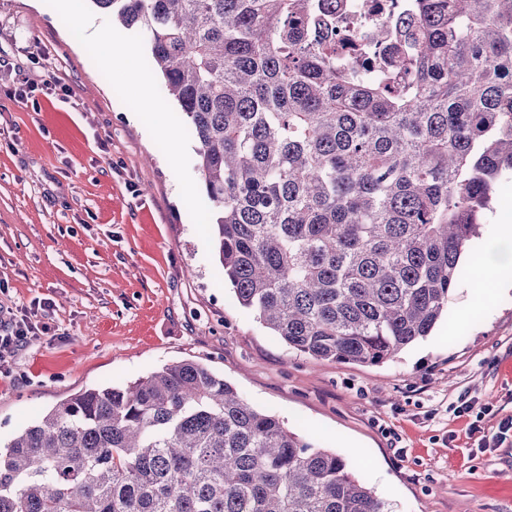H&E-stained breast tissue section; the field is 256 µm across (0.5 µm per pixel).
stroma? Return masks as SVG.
<instances>
[{
	"mask_svg": "<svg viewBox=\"0 0 512 512\" xmlns=\"http://www.w3.org/2000/svg\"><path fill=\"white\" fill-rule=\"evenodd\" d=\"M83 10L76 29L50 0H0V311L50 328L0 355V440L82 389L190 359L336 451L392 512H512V438L482 449L470 434L512 416V289H484L477 268L512 225V179L431 336L376 366L296 354L224 282L196 143L147 47L126 30L173 159L124 75L95 58L117 21ZM28 84L35 102L11 98Z\"/></svg>",
	"mask_w": 512,
	"mask_h": 512,
	"instance_id": "35a3bbf8",
	"label": "stroma"
}]
</instances>
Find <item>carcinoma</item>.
Wrapping results in <instances>:
<instances>
[{"mask_svg":"<svg viewBox=\"0 0 512 512\" xmlns=\"http://www.w3.org/2000/svg\"><path fill=\"white\" fill-rule=\"evenodd\" d=\"M188 119L239 302L288 348L379 365L445 315L512 174V0H418L408 91L353 78L331 0H92ZM0 512H391L340 455L196 361L55 405L0 449Z\"/></svg>","mask_w":512,"mask_h":512,"instance_id":"cac0c4a2","label":"carcinoma"}]
</instances>
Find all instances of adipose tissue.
Instances as JSON below:
<instances>
[{"mask_svg": "<svg viewBox=\"0 0 512 512\" xmlns=\"http://www.w3.org/2000/svg\"><path fill=\"white\" fill-rule=\"evenodd\" d=\"M96 50L102 65L120 69L132 81L137 99L145 106L141 120L157 135L165 138L170 152H177L178 141L174 137L164 115L156 112L151 104V88L137 77V61L133 48L120 32L101 31L96 37Z\"/></svg>", "mask_w": 512, "mask_h": 512, "instance_id": "adipose-tissue-1", "label": "adipose tissue"}]
</instances>
